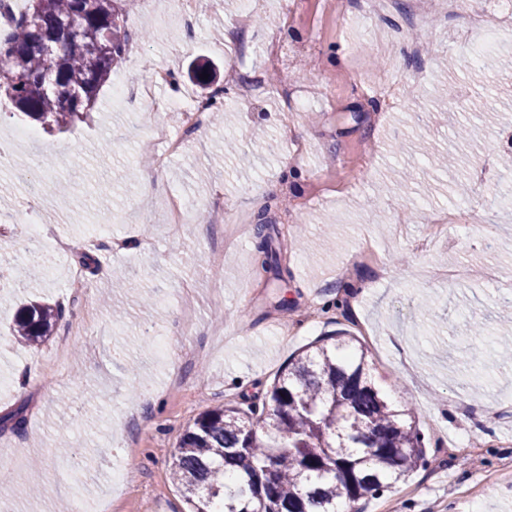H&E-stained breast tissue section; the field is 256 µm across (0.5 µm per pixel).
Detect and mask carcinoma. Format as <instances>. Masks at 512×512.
Instances as JSON below:
<instances>
[{
  "mask_svg": "<svg viewBox=\"0 0 512 512\" xmlns=\"http://www.w3.org/2000/svg\"><path fill=\"white\" fill-rule=\"evenodd\" d=\"M122 0H28L0 35V98L50 131L91 111L129 42ZM78 25L68 37L66 20ZM255 225L262 264L275 255ZM63 317L29 305L15 340L38 344ZM367 352L323 336L276 373L264 399L201 413L172 452L176 485L194 512H339L383 494L425 461V439L367 376Z\"/></svg>",
  "mask_w": 512,
  "mask_h": 512,
  "instance_id": "cac0c4a2",
  "label": "carcinoma"
}]
</instances>
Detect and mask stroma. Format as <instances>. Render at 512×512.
Masks as SVG:
<instances>
[{"label": "stroma", "instance_id": "obj_1", "mask_svg": "<svg viewBox=\"0 0 512 512\" xmlns=\"http://www.w3.org/2000/svg\"><path fill=\"white\" fill-rule=\"evenodd\" d=\"M241 0H209L180 17V0H136L125 17L131 51L112 74L138 86L154 70L171 75L153 94L204 99L188 74L209 60L230 113L235 152L213 154L224 130L210 118L192 133L182 115H155L140 98L119 104L104 86L85 121L64 133L14 138L27 124L0 103V415L22 411L23 430L0 429V492L18 512H189L171 480V454L208 408L262 395L278 369L307 344L345 332L368 351L381 391L396 387L426 439L424 465L364 512H512V43L474 62L468 16L443 0H395L367 17L360 0H252L254 24L236 23ZM425 19L431 49L406 48ZM428 80L416 88L412 76ZM180 138L166 165L155 126ZM489 168L480 180L476 171ZM69 186L59 203L31 182ZM151 193H144V185ZM224 221L265 220L278 267L263 271L252 235L224 247L208 221L214 193ZM193 203L170 230V203ZM427 203L438 216L472 213L456 246L420 248ZM69 242L59 274L30 275L25 224ZM111 239L89 244L92 226ZM99 261L84 287L64 269L80 252ZM131 273V288L112 289ZM61 303L52 336L25 346L12 336L20 309ZM170 342L157 355L152 341ZM146 421L131 424L128 407ZM129 482L113 486L115 466ZM471 494L462 502L459 491Z\"/></svg>", "mask_w": 512, "mask_h": 512}]
</instances>
